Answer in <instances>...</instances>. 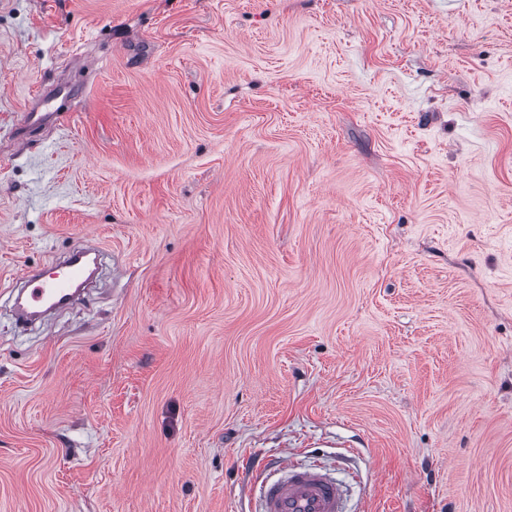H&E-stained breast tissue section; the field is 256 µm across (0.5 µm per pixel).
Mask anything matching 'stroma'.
I'll return each instance as SVG.
<instances>
[{"mask_svg": "<svg viewBox=\"0 0 512 512\" xmlns=\"http://www.w3.org/2000/svg\"><path fill=\"white\" fill-rule=\"evenodd\" d=\"M280 459L512 512V0H0V512H252ZM89 254L85 248H77L63 260L68 274L63 277L46 278L42 272L23 269L20 279L28 285L25 297L20 301L28 317L40 316L45 307L61 309L69 306L77 299L74 295L78 284L86 274L84 258Z\"/></svg>", "mask_w": 512, "mask_h": 512, "instance_id": "35a3bbf8", "label": "stroma"}]
</instances>
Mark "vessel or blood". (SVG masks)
<instances>
[{
  "label": "vessel or blood",
  "instance_id": "vessel-or-blood-1",
  "mask_svg": "<svg viewBox=\"0 0 512 512\" xmlns=\"http://www.w3.org/2000/svg\"><path fill=\"white\" fill-rule=\"evenodd\" d=\"M86 249L73 250L64 259L68 273L63 277H45L43 273L22 270L28 286L19 306L28 316L42 314L44 308H64L73 303L75 290L86 274ZM277 480L260 486L261 512H344L346 487L327 469L299 467L282 461Z\"/></svg>",
  "mask_w": 512,
  "mask_h": 512
}]
</instances>
